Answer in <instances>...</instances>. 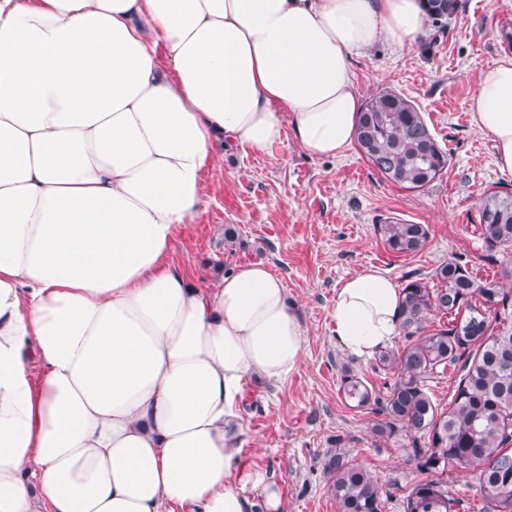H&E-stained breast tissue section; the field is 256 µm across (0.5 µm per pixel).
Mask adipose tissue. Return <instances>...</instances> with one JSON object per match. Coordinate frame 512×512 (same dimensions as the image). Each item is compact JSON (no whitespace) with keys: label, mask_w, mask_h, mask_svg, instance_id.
<instances>
[{"label":"adipose tissue","mask_w":512,"mask_h":512,"mask_svg":"<svg viewBox=\"0 0 512 512\" xmlns=\"http://www.w3.org/2000/svg\"><path fill=\"white\" fill-rule=\"evenodd\" d=\"M426 30L421 0H0V512H288L238 402L298 370L303 316L267 265L200 286L173 245L225 148L341 156L353 57ZM469 110L512 174L511 57ZM401 301L344 280L334 337L373 355Z\"/></svg>","instance_id":"obj_1"}]
</instances>
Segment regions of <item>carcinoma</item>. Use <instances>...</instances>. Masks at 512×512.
Returning a JSON list of instances; mask_svg holds the SVG:
<instances>
[{
	"label": "carcinoma",
	"mask_w": 512,
	"mask_h": 512,
	"mask_svg": "<svg viewBox=\"0 0 512 512\" xmlns=\"http://www.w3.org/2000/svg\"><path fill=\"white\" fill-rule=\"evenodd\" d=\"M432 26L445 29L462 0H422ZM356 142L372 167L406 189L424 188L448 168V153L421 112L401 94L373 96L359 113ZM486 258L512 249V191L487 190L478 201ZM386 246L412 255L423 249V224L389 219L380 225ZM401 330L408 343L397 353L380 351L375 369L391 379L378 396L346 366L340 391L354 407L377 406L384 420L376 433L408 437L412 460L426 478L404 497V512H452L448 490L433 475L448 465L472 471L486 512H512V289L476 280L467 265L451 259L429 280L403 288ZM448 318L430 329L436 316ZM450 366L460 375L448 408L436 404L430 382ZM339 512H383L387 491L345 448L324 462Z\"/></svg>",
	"instance_id": "carcinoma-1"
}]
</instances>
